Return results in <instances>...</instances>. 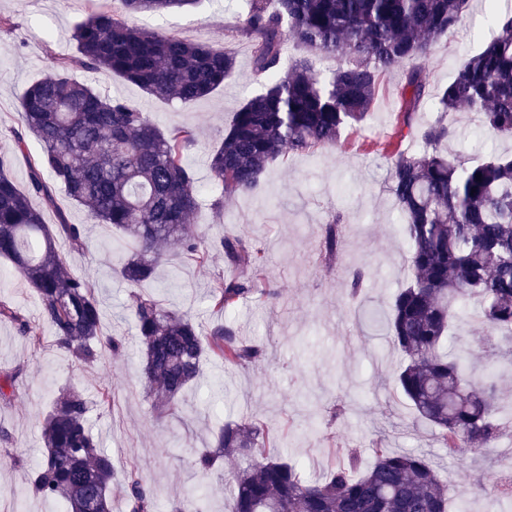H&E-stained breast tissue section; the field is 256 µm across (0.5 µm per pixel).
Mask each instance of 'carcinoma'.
<instances>
[{
	"mask_svg": "<svg viewBox=\"0 0 512 512\" xmlns=\"http://www.w3.org/2000/svg\"><path fill=\"white\" fill-rule=\"evenodd\" d=\"M92 11L74 29L76 52L32 82L21 97L24 132L14 136L25 153L26 135L42 151L29 160V178L18 186L10 158L0 155V258L12 263L40 297V320L54 330V343L77 362L93 364L104 350L121 351L122 340L106 336L93 283L68 271L57 241L73 251L86 245L81 224L45 222L39 199L56 206L57 193L84 208L136 244L120 267L121 278L149 280L176 246L204 266L215 251L231 268L216 276L209 301L230 312L245 298L268 299L264 250L250 237L226 234L207 245L190 216L199 207L195 178L185 151L192 129L163 130L136 104L100 95L78 80L77 71L108 72L160 98L184 104L212 94L235 73L236 62L214 46L142 29L128 18L171 12L197 0H114ZM469 0H248L242 29L253 39V63L264 91L234 113L224 137L210 150L209 169L224 198L266 191L263 175L275 160L315 154L336 145L343 128L367 115L384 76L407 61L401 92L403 124L412 128L422 103L437 111L421 124L425 144L409 154L386 151L389 192L395 200L409 253L410 275L385 318L386 335L401 355L395 383L417 419L438 430L440 447L454 457L466 448H489L512 435V422L498 416L499 370L512 366V349L488 363L484 378L467 372L472 354L448 350L469 302L487 333L512 332V155L494 153L467 166L440 145L457 137L452 115L466 110L496 137L512 140V11L489 0L497 35L470 56L447 85L431 91L418 63L460 27ZM313 54L349 61L328 78L311 57L283 67L288 42ZM481 178H476V175ZM343 238L338 216L323 225L320 252L337 260ZM131 311L142 348L147 394L159 417L179 418L180 397L199 376L204 358L226 366L259 361L261 350L239 340L229 322L206 330L149 296L132 295ZM10 321L33 346L36 325L0 302V321ZM91 402L70 391L57 398L43 420L47 448L29 470L36 496L62 501L66 512H112V455L100 448L88 426ZM264 425L246 416L224 426L215 449L198 453L193 469L203 477L225 457L246 458L233 478L229 512H450L448 485L431 458L400 454L380 439L373 463L357 471L350 449L322 480L301 478L288 460L265 454ZM127 512H161L154 493L135 469L124 478ZM500 512L512 508V481L493 486ZM169 512H207L205 496L190 490Z\"/></svg>",
	"mask_w": 512,
	"mask_h": 512,
	"instance_id": "1",
	"label": "carcinoma"
}]
</instances>
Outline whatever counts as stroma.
<instances>
[{
  "label": "stroma",
  "instance_id": "1",
  "mask_svg": "<svg viewBox=\"0 0 512 512\" xmlns=\"http://www.w3.org/2000/svg\"><path fill=\"white\" fill-rule=\"evenodd\" d=\"M90 7L89 0H0V16L10 21L0 27V153L13 154L11 175L17 184L27 183L28 160L41 151L31 137L26 153L13 152L14 134L24 128L21 96L57 57L73 53L71 32ZM243 10V0H201L185 11L135 17L139 27L211 44L234 56L235 76L196 102L158 99L109 74L81 71L77 77L102 95L137 103L160 128H194L196 144L186 161L203 209L191 221L205 240L237 232L261 245L276 296L249 299L226 315L215 314L208 301L210 285L227 269L218 253L203 267L173 255L145 289L203 326L232 322L243 341L262 347L263 358L244 367L205 364L198 385L183 396V417L158 418L144 389L128 310L131 288L118 275L132 245L58 196L56 209L45 210V221L56 223L62 212L69 223L84 225L87 247L67 252V267L93 281L103 329L125 337L126 348L86 366L55 346L48 325L41 324L42 344L35 348L11 323L0 322V372H21L10 401H0V429L9 434L8 442L0 441V512H62L59 500L29 493L28 471L45 454L43 417L67 390L94 403L89 426L115 467L112 512H126L123 476L133 467L164 510L203 484L211 490L209 512H225L243 460L225 459L222 470L204 480L191 462L198 449L212 445L215 429L251 415L264 421L278 441L270 455L288 456L306 479L321 477L351 448L360 451L363 463H371V450L382 439L395 451L427 453L447 481L451 501L465 512H485L490 488L512 471V439L507 437L495 448L446 456L435 428L416 421L393 381L399 357L383 318L408 265L381 148L396 140L400 128L403 69L387 74L365 120L345 127L335 147L288 156L270 165L266 193L225 200L219 213L210 209L215 192L208 148L222 137L233 113L263 88L253 71L252 40L240 30ZM494 34L487 0H469L460 29L442 38L423 64L430 88L446 85ZM337 215L345 224L344 244L337 263L328 266L319 257L320 228ZM356 268L367 277L360 295L351 299L345 281ZM0 301L38 321V296L4 259ZM107 388L112 401L99 405V394Z\"/></svg>",
  "mask_w": 512,
  "mask_h": 512
}]
</instances>
